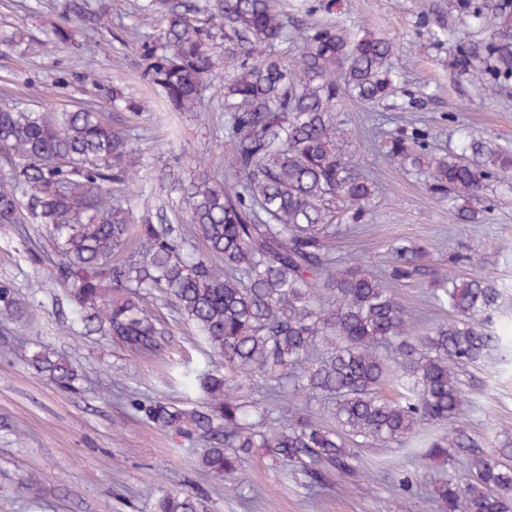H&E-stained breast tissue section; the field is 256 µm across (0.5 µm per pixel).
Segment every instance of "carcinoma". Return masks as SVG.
<instances>
[{
    "instance_id": "obj_1",
    "label": "carcinoma",
    "mask_w": 512,
    "mask_h": 512,
    "mask_svg": "<svg viewBox=\"0 0 512 512\" xmlns=\"http://www.w3.org/2000/svg\"><path fill=\"white\" fill-rule=\"evenodd\" d=\"M160 15L153 41L141 43L144 76L178 112H196L215 77V29L224 30V178L202 172L186 199L195 241L181 224H138L120 198L137 175L129 138L90 108L57 116L0 99V225L46 237L59 251L52 279L67 289L85 330L101 331L134 356L160 354L171 339L165 317L147 308L163 297L192 323L224 367L199 376L201 400L160 399L134 408L160 429L207 448L201 467L236 485L241 458L253 448L277 465L294 464L311 492L359 474L348 443L401 447L429 423L454 424L423 442L422 456L463 454L467 478L435 488L442 512H512V432L498 438V458L458 424L467 401L459 369L495 356L512 363V339L489 329L512 308L507 287L421 264L420 247L394 241L379 273L336 257L339 232L331 205L346 204L356 224L375 190L346 151L335 113L344 93L374 103L388 98L398 74L393 43L329 24L298 30L289 63L262 49L284 38L275 0H149ZM484 46L478 78L493 93L512 80V0ZM427 129H399L383 141L385 157L448 206L478 196L512 169V148L470 139L436 154ZM429 276L431 298L448 318L418 336L395 288ZM30 303L0 281V319L21 320ZM30 365L57 388L81 379L72 361L49 345ZM266 384L253 401L246 385ZM402 389L398 399L384 386ZM327 406L336 428L278 406L284 393ZM151 512H206L196 495L172 490Z\"/></svg>"
}]
</instances>
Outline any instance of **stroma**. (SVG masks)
Returning <instances> with one entry per match:
<instances>
[{"label": "stroma", "instance_id": "obj_1", "mask_svg": "<svg viewBox=\"0 0 512 512\" xmlns=\"http://www.w3.org/2000/svg\"><path fill=\"white\" fill-rule=\"evenodd\" d=\"M289 29L310 22L365 30L393 42L403 74L394 97L370 108L339 96L336 113L357 157L377 182L374 207L353 229H341L337 256H359L378 265L388 246L401 238L423 245L424 265L439 272L512 281V190L489 183L469 209L482 213L478 224L459 223L454 211L423 180L386 162L366 145L371 130H394L411 123L437 132V147L458 145L462 134L512 146V84L489 95L478 87L483 43L500 22L498 0H476L482 26H470L457 0H280ZM0 0V36L16 35L14 48L0 52V98L10 96L42 110L84 106L128 125L140 156L137 181L125 192L138 223L182 224L184 192L200 170L224 169V98L221 80L204 92L191 115L163 105L147 91L142 75L143 36L154 18L139 14L137 0ZM66 25L70 37L51 44L52 30ZM121 84L125 101H113ZM136 112H129L126 100ZM16 227L0 226V280L14 284L31 303V315L0 326V512H149L152 496L171 489L200 495L208 512H438L424 499L400 489L402 473L441 480L461 475L456 458L430 460L409 448H356L369 477L341 487L325 485L310 496L291 469L270 467L260 453L246 456L238 493L199 465L204 446L144 420L129 405L132 397L186 398L192 373L215 362L192 325L171 304L151 301L167 317L171 342L156 358L130 356L100 332L85 333L75 323L63 288L52 281L51 245L32 256ZM469 255L466 263L458 255ZM417 326L440 322L426 280L397 288ZM62 351L84 375L77 390L63 391L29 365L36 344ZM463 379L469 403L464 428L495 453V434L512 430V366L497 362L469 369ZM39 482L26 485L29 474Z\"/></svg>", "mask_w": 512, "mask_h": 512}]
</instances>
